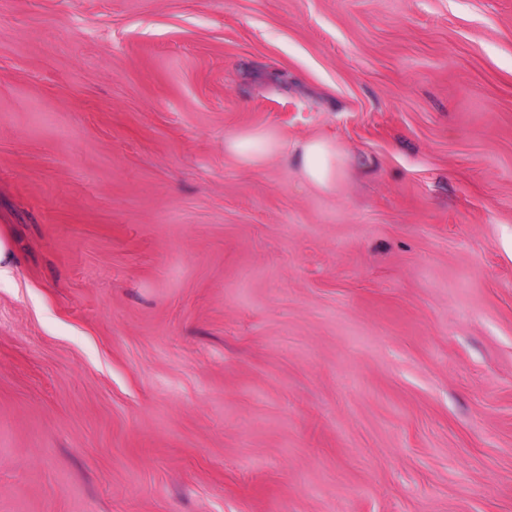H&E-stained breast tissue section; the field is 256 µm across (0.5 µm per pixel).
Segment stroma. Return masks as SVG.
Returning a JSON list of instances; mask_svg holds the SVG:
<instances>
[{
    "mask_svg": "<svg viewBox=\"0 0 512 512\" xmlns=\"http://www.w3.org/2000/svg\"><path fill=\"white\" fill-rule=\"evenodd\" d=\"M510 234L512 0H0V512H512ZM224 149L242 163L256 167L269 157L285 152L287 145L266 132L254 131L228 138ZM297 172L304 181L322 191L336 187L347 162V155L326 139H309L292 155Z\"/></svg>",
    "mask_w": 512,
    "mask_h": 512,
    "instance_id": "obj_1",
    "label": "stroma"
}]
</instances>
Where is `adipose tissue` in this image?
Returning <instances> with one entry per match:
<instances>
[{
	"mask_svg": "<svg viewBox=\"0 0 512 512\" xmlns=\"http://www.w3.org/2000/svg\"><path fill=\"white\" fill-rule=\"evenodd\" d=\"M224 149L242 163L253 167L261 165L271 156L288 151L286 144L263 131L232 136L225 140ZM291 154L302 179L322 191L335 188L347 162L346 153L326 139L306 140Z\"/></svg>",
	"mask_w": 512,
	"mask_h": 512,
	"instance_id": "obj_1",
	"label": "adipose tissue"
}]
</instances>
